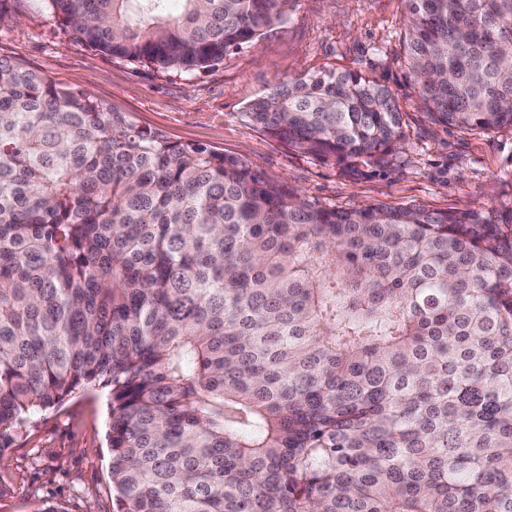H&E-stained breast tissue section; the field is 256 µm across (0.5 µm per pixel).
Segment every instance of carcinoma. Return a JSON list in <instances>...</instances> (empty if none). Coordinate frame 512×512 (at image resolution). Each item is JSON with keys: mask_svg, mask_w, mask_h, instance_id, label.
<instances>
[{"mask_svg": "<svg viewBox=\"0 0 512 512\" xmlns=\"http://www.w3.org/2000/svg\"><path fill=\"white\" fill-rule=\"evenodd\" d=\"M89 46L206 72L291 0H44ZM431 119L512 130V0H407ZM247 120L350 170L403 112L358 71ZM108 387L115 512H512V209H337L0 58V449Z\"/></svg>", "mask_w": 512, "mask_h": 512, "instance_id": "carcinoma-1", "label": "carcinoma"}]
</instances>
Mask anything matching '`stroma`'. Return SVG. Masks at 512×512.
<instances>
[{
    "instance_id": "stroma-1",
    "label": "stroma",
    "mask_w": 512,
    "mask_h": 512,
    "mask_svg": "<svg viewBox=\"0 0 512 512\" xmlns=\"http://www.w3.org/2000/svg\"><path fill=\"white\" fill-rule=\"evenodd\" d=\"M403 0H294L287 19L257 43L199 74L163 73L112 59L37 0L0 10V57L87 92L137 127L243 159L274 181L338 208L414 204L490 214L512 208V133L469 135L434 123L416 104L404 62ZM356 70L385 84L404 112L401 154L346 172L252 126L244 112L281 79ZM108 389L77 393L30 417L0 449V512H114L106 431Z\"/></svg>"
}]
</instances>
